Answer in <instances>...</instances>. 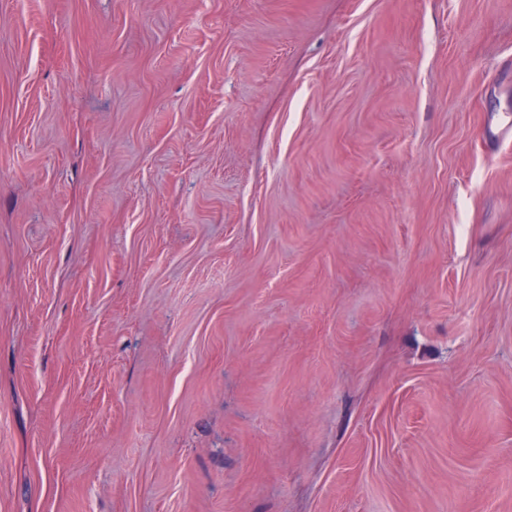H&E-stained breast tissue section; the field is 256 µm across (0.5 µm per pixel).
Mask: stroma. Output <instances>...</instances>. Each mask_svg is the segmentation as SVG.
Returning <instances> with one entry per match:
<instances>
[{"mask_svg":"<svg viewBox=\"0 0 512 512\" xmlns=\"http://www.w3.org/2000/svg\"><path fill=\"white\" fill-rule=\"evenodd\" d=\"M0 512H512V0H0Z\"/></svg>","mask_w":512,"mask_h":512,"instance_id":"35a3bbf8","label":"stroma"}]
</instances>
